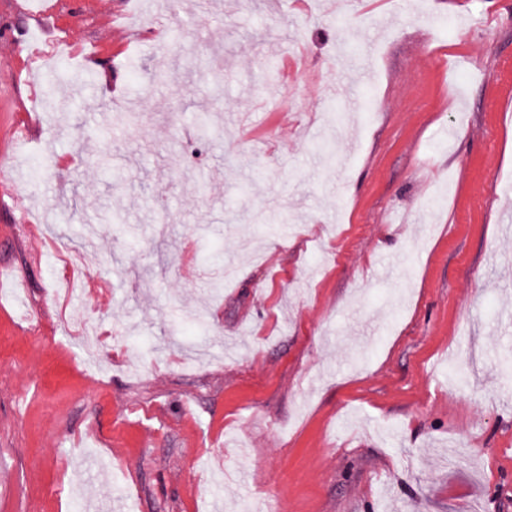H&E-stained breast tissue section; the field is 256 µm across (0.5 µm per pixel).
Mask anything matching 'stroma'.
<instances>
[{
    "label": "stroma",
    "instance_id": "1",
    "mask_svg": "<svg viewBox=\"0 0 512 512\" xmlns=\"http://www.w3.org/2000/svg\"><path fill=\"white\" fill-rule=\"evenodd\" d=\"M338 2L0 0V512H512V14ZM18 7L19 14L35 18L37 24L50 31L57 30V18L64 8L70 9L84 6L88 1H60V0H22ZM48 47H51L49 42H47L46 46L43 47L26 42L22 45L20 52L15 55L16 78L17 80L22 78L23 82L32 88L31 97L35 95L37 88V84L33 81V77L38 72L37 66L39 61L46 56L49 49Z\"/></svg>",
    "mask_w": 512,
    "mask_h": 512
}]
</instances>
